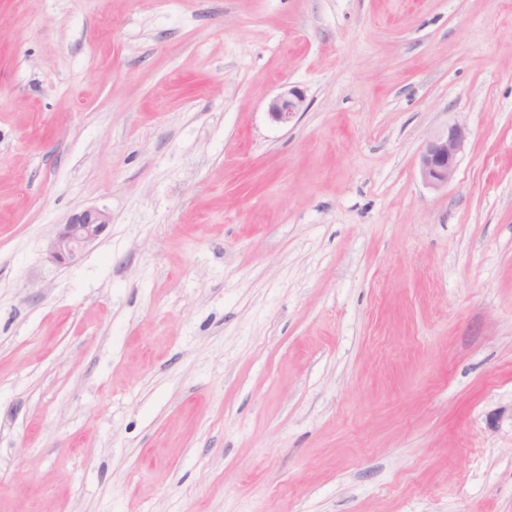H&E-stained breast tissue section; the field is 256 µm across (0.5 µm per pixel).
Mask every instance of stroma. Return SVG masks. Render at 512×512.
Segmentation results:
<instances>
[{
    "label": "stroma",
    "mask_w": 512,
    "mask_h": 512,
    "mask_svg": "<svg viewBox=\"0 0 512 512\" xmlns=\"http://www.w3.org/2000/svg\"><path fill=\"white\" fill-rule=\"evenodd\" d=\"M0 512H512V0H0ZM306 98L302 91L296 87L284 86L266 103V112L269 117L280 124L287 125L296 112L305 108ZM468 134L465 124L453 122L448 124L445 132L426 143L419 156V173L426 185L433 189L448 186ZM111 216L103 210L89 208L73 214L48 242L47 258L57 264L75 263L111 224Z\"/></svg>",
    "instance_id": "1"
}]
</instances>
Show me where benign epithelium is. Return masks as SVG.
<instances>
[{
    "label": "benign epithelium",
    "instance_id": "1",
    "mask_svg": "<svg viewBox=\"0 0 512 512\" xmlns=\"http://www.w3.org/2000/svg\"><path fill=\"white\" fill-rule=\"evenodd\" d=\"M305 102L302 91L284 86L268 100L266 112L273 121L286 125L291 122L294 114L305 108ZM468 134L465 124L453 122L448 124L445 132L426 143L419 156V173L426 185L433 189L448 186ZM109 224L111 216L95 208L72 215L49 240L46 248L48 260L57 264L76 262Z\"/></svg>",
    "mask_w": 512,
    "mask_h": 512
}]
</instances>
